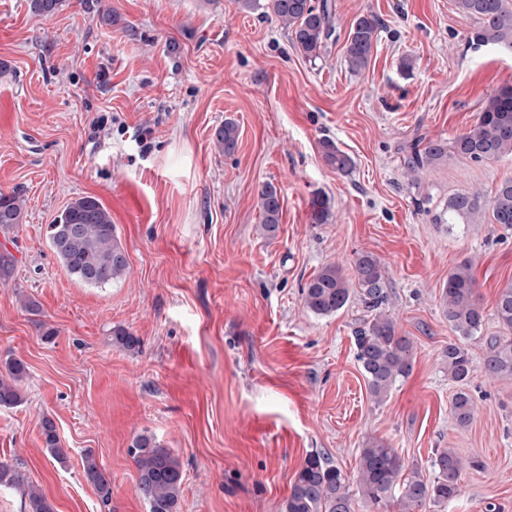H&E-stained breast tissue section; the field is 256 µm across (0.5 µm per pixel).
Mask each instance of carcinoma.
<instances>
[{"label": "carcinoma", "instance_id": "cac0c4a2", "mask_svg": "<svg viewBox=\"0 0 512 512\" xmlns=\"http://www.w3.org/2000/svg\"><path fill=\"white\" fill-rule=\"evenodd\" d=\"M508 0H455L458 12L480 20L470 43L476 48L494 45L512 50V5ZM239 9L263 8L285 31L293 47L309 61L319 59L332 36L329 5L313 0H237ZM62 0H30L29 8L37 16L54 14ZM379 24L372 15L357 17L350 26L344 45V60L350 72L360 74L370 65L377 46ZM216 146L226 154L238 145V125L224 121L214 133ZM476 162L512 156V87L496 91L482 107L476 123L451 142L427 140L414 145L405 169L415 172L434 166L448 151ZM325 162L345 174L353 166L352 158L335 142H321ZM26 199L18 192L0 193V234L9 238L23 223ZM260 231L268 237L277 235L282 216L281 196L277 187L266 184L259 192ZM490 213L492 223L512 228V178L504 179L493 197L485 200L479 192H460L448 198V221L473 219ZM331 216V203L318 197L312 203L311 223L325 224ZM49 244L58 260L75 280L101 287L121 279L128 267L125 252L115 234L112 216L102 203L86 196L68 204L48 225ZM348 277L340 264L325 265L303 289V306L319 316L342 310L354 293L371 317L355 331L358 360L374 400L381 401L401 378L412 369V343L398 333L394 321L381 312L388 300L386 269L372 254L362 253L352 264ZM441 308L448 325L461 338L449 343L441 359L454 381L466 384L472 374L471 359L465 341L476 336L484 325V306L475 292L471 264L464 262L448 273L442 288ZM495 315L503 329L512 331V284L500 289ZM112 342L126 350L139 346V338L122 327L112 330ZM485 375L491 378L512 377V336L489 341L484 360ZM29 372L25 363L10 358L0 367V408H14L24 402L22 385ZM451 410L458 426L465 428L474 419L475 406L465 389L452 397ZM44 447L52 459L65 461V452L53 420L41 421ZM133 460L139 472L137 491L147 503L148 512H180L183 484L181 463L173 452L161 447L147 435L138 436L133 444ZM436 475L425 478L419 469H407L397 451L381 441H373L361 450L357 471V490L350 491L348 477L336 465L319 454L308 455L296 472L290 494L282 512H354V499H361L371 509H384L390 498L397 497L400 512H417L427 505H446L459 495V478L463 468L459 456L450 448L436 452L433 461ZM83 470L94 486L103 506L112 502V479L100 465L93 451L83 456ZM0 487L22 490L23 512H54L40 488L25 479L21 472L0 462Z\"/></svg>", "mask_w": 512, "mask_h": 512}]
</instances>
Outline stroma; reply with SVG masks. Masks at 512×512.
Here are the masks:
<instances>
[{
    "instance_id": "stroma-1",
    "label": "stroma",
    "mask_w": 512,
    "mask_h": 512,
    "mask_svg": "<svg viewBox=\"0 0 512 512\" xmlns=\"http://www.w3.org/2000/svg\"><path fill=\"white\" fill-rule=\"evenodd\" d=\"M327 2L333 36L310 62L278 22L236 0H64L48 17L0 0V192L26 199L22 224L0 237L13 257L0 280V363L29 369L24 403L0 409V462L55 512H148L131 455L140 435L179 457L181 512H282L307 455L353 479L374 440L430 479L437 449L462 459L459 497L422 512H512V378L483 372L503 333L494 307L512 281V229L446 221L449 196L492 197L512 156L403 169L416 139L452 140L512 86V51L471 47L478 22L454 0ZM363 14L381 28L354 74L344 44ZM228 118L240 132L230 155L213 143ZM325 138L352 157L350 174L325 163ZM268 182L282 197L272 239L259 233ZM320 194L332 201L325 224L310 220ZM82 196L109 210L128 261L102 287L70 277L47 238ZM361 253L384 263L385 311L412 343L411 373L379 403L354 341L363 304L318 316L302 300L320 268ZM465 261L486 320L466 342L475 416L463 429L440 359L456 339L440 296ZM116 327L140 349L113 345ZM45 416L65 462L43 447ZM88 450L112 476L110 507L83 472Z\"/></svg>"
}]
</instances>
